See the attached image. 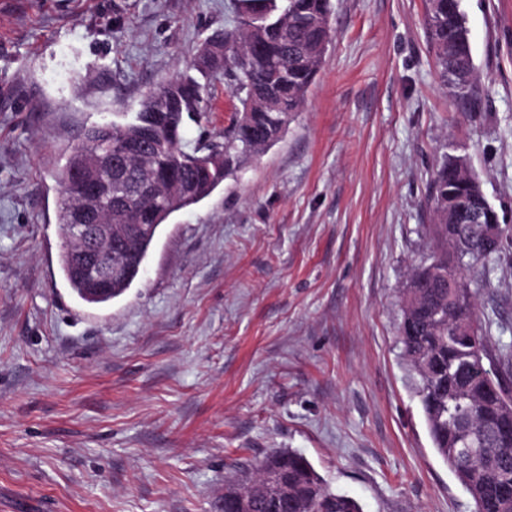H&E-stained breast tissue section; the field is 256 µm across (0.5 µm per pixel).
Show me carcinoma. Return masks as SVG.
<instances>
[{"instance_id":"obj_1","label":"carcinoma","mask_w":512,"mask_h":512,"mask_svg":"<svg viewBox=\"0 0 512 512\" xmlns=\"http://www.w3.org/2000/svg\"><path fill=\"white\" fill-rule=\"evenodd\" d=\"M237 25L224 38L203 40L192 68L153 88L124 124L109 123L112 140L141 138L159 145L146 164L127 167L128 184L168 173L197 186L195 195L166 197L167 185L154 195L132 192L128 208L112 213L114 224H154L155 213L173 214L211 194L222 178L207 181L203 167L224 155V173L277 143L292 116L305 104L332 40L330 0H236ZM424 26L439 74L451 89L462 115L480 117L481 87L461 0H426ZM224 74L237 100L224 145L183 144L185 120L206 119L210 81ZM102 125L85 128L80 142L57 169L60 187L58 223L68 222L66 192L76 158L106 149ZM100 197L108 200L120 186L104 170L90 171ZM479 176L463 159L445 153L427 186L431 253L411 276L403 294L398 338L403 358L418 380V396L433 448L469 493L474 512H512V349L489 346L480 329L478 297L512 245V226L494 205L485 207L483 224L497 225V239L487 245L482 224H470L448 211V202L478 198ZM155 234L129 244V279L112 283V297L122 295L139 274ZM63 272L77 295L97 300L88 289L96 281L86 267L62 250ZM458 287H448V281ZM264 467H283L302 501L298 512H363L355 499L331 491L312 464L291 450H274ZM262 467V468H264ZM262 468L244 473L224 490V507L263 481Z\"/></svg>"}]
</instances>
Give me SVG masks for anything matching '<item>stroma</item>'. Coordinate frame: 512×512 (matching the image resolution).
Wrapping results in <instances>:
<instances>
[{
	"label": "stroma",
	"instance_id": "35a3bbf8",
	"mask_svg": "<svg viewBox=\"0 0 512 512\" xmlns=\"http://www.w3.org/2000/svg\"><path fill=\"white\" fill-rule=\"evenodd\" d=\"M425 0H332L333 40L283 138L163 225L92 308L59 263V186L84 127L187 72L233 0H0V512H224L235 469L305 456L363 512H473L400 356L448 147L512 222V0H462L483 90L440 80ZM233 110L211 82L220 143ZM512 345V254L479 297Z\"/></svg>",
	"mask_w": 512,
	"mask_h": 512
}]
</instances>
